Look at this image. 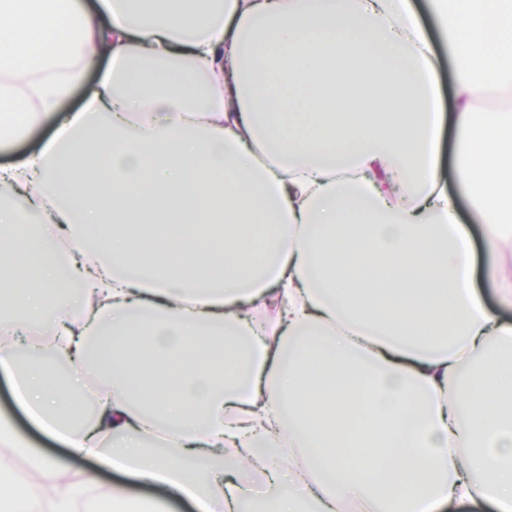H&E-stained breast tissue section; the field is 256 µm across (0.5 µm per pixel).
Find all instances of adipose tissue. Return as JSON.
<instances>
[{"label":"adipose tissue","instance_id":"1","mask_svg":"<svg viewBox=\"0 0 512 512\" xmlns=\"http://www.w3.org/2000/svg\"><path fill=\"white\" fill-rule=\"evenodd\" d=\"M453 2L431 32L412 0H0V146L56 122L0 166L30 423L195 512H512V113L477 108L512 86V0ZM0 446L39 476L0 465V512L95 483L2 413ZM439 82L441 85V90L443 94V112L446 113V124L443 131L442 136V145H441V166L442 168L448 169V163L451 160L452 150H453V139L454 132L453 126L451 124L448 125V112L453 111L452 98H451V82L452 76L450 68L447 64V59L444 62V65L439 74ZM53 122L47 119L40 127L32 130L26 138L16 142L10 151L0 150V164H7L12 162L21 154L34 148L37 144L45 140L53 132ZM460 212L464 225L470 231L475 243V261L478 270V283L482 299L491 308L497 309L496 292L493 284L482 276V269L489 261L487 253L483 249V230L480 224L469 222L470 206L466 199L460 200Z\"/></svg>","mask_w":512,"mask_h":512}]
</instances>
